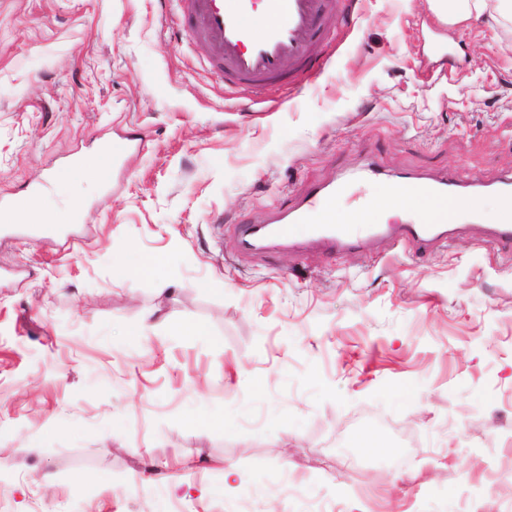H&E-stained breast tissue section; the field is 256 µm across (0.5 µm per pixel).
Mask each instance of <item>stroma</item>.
Returning a JSON list of instances; mask_svg holds the SVG:
<instances>
[{
	"label": "stroma",
	"instance_id": "obj_1",
	"mask_svg": "<svg viewBox=\"0 0 512 512\" xmlns=\"http://www.w3.org/2000/svg\"><path fill=\"white\" fill-rule=\"evenodd\" d=\"M337 27L314 80L254 96L171 0H0V211L83 208L0 236V512H512V255L260 259L230 230L369 161L512 175V22L349 0ZM132 254L166 263L116 275ZM21 217L24 223L34 224L35 228L39 231H52L56 230L60 223L63 221L62 216H57L44 210L38 204L23 202L20 204L17 212H13L14 220Z\"/></svg>",
	"mask_w": 512,
	"mask_h": 512
}]
</instances>
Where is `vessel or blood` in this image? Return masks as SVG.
<instances>
[{
  "label": "vessel or blood",
  "instance_id": "b4317fda",
  "mask_svg": "<svg viewBox=\"0 0 512 512\" xmlns=\"http://www.w3.org/2000/svg\"><path fill=\"white\" fill-rule=\"evenodd\" d=\"M174 2L190 36L205 43L209 62L223 73L225 84L244 86L256 94L317 77V48L335 27L341 6V0H264L257 14L253 0ZM362 175L381 193L398 190L416 199L417 209L407 211L396 223L369 221L361 233L351 224L325 222L326 209L349 190L348 179L340 177L309 186L292 205L263 222L236 225L233 232L240 251L260 257L300 246L339 252L366 248L387 237L398 246L424 252L462 229L512 247V176L493 184L502 217L498 223L486 224L477 211L460 205L463 194L481 192V185L468 186L448 175L435 179L411 172L390 176L372 163Z\"/></svg>",
  "mask_w": 512,
  "mask_h": 512
}]
</instances>
